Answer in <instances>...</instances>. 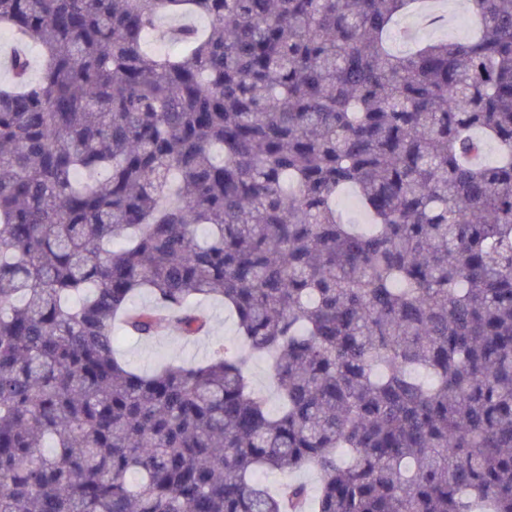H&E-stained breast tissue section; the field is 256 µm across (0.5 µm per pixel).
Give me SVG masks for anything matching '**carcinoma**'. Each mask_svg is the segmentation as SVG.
<instances>
[{
    "mask_svg": "<svg viewBox=\"0 0 512 512\" xmlns=\"http://www.w3.org/2000/svg\"><path fill=\"white\" fill-rule=\"evenodd\" d=\"M412 2L0 0V512H512V0ZM204 299L246 353L119 355ZM445 5L444 14L446 22L438 27H419L418 14L421 11L420 2H416L411 8L397 20L394 36L390 42L392 47L400 51H408L419 44L438 39L469 40L477 33V25L469 10H466L465 0H437ZM449 2V4H448ZM411 30L410 37L405 36V31ZM176 23L192 24L197 26L199 29L204 28V22L201 19L195 17H183L180 19H162L158 24V28L153 32L152 37L150 39L149 46L152 50L159 53H163L172 47L171 42L169 41L167 36V31L168 27ZM337 206L344 218L360 229H367L370 218L361 207L356 193L351 188L344 189L337 198ZM248 371L254 387L266 398L268 409L271 412H276L279 408L280 402L276 391L269 383L268 360L265 357H253L248 363Z\"/></svg>",
    "mask_w": 512,
    "mask_h": 512,
    "instance_id": "obj_1",
    "label": "carcinoma"
}]
</instances>
